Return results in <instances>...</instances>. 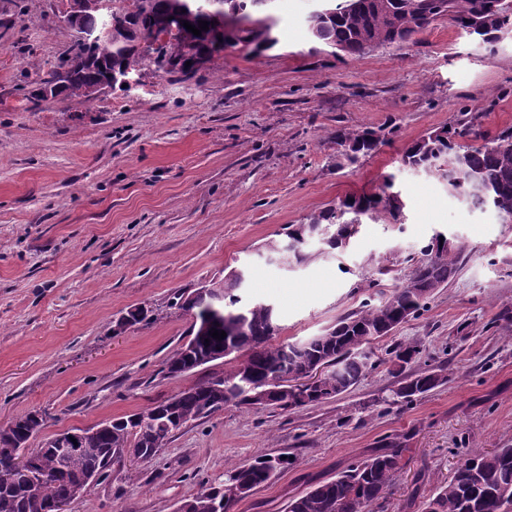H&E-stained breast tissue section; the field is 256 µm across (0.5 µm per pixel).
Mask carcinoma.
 <instances>
[{"mask_svg": "<svg viewBox=\"0 0 512 512\" xmlns=\"http://www.w3.org/2000/svg\"><path fill=\"white\" fill-rule=\"evenodd\" d=\"M257 0H101V8L85 19L99 25L106 15H119L124 22L125 42L100 39L87 44L82 28L72 27L74 39L59 62L40 77L37 86L24 94L26 109L36 111L42 104L60 99L90 102L116 87L109 83V71L126 66L155 70L193 79L198 69L186 65L194 58L212 59L228 47L238 45L259 53L274 48L270 16L255 17L261 11ZM214 11L208 29L196 36L182 27L165 40V20L174 15L189 18L199 27L203 10ZM448 18L469 36L493 50L497 34L512 26V0H331L323 10L307 19L311 41L329 47L336 54L360 56L375 48L405 42L439 18ZM469 126L433 130L408 147L402 165L427 171L448 183V190L464 193L476 209H492L501 224H512V128L483 144L472 146L463 140L472 136ZM336 144L341 156L355 163L384 145L378 131L338 129ZM406 202L394 190L392 177L380 192L347 196L334 207L291 224L290 237L315 224H347L352 230L326 246L327 253L342 251L369 221L400 224ZM411 271L406 282L376 303L368 300L336 320L322 333L293 343H271L277 318L274 307L263 302L241 305L236 291L244 280L231 274L211 282L214 292L177 293L173 305L194 311L190 339L176 349L166 362L171 375L178 376L217 360L228 369L215 373L193 387L158 401L146 409L101 422L84 430L78 438L79 453L60 455L51 443L33 449L35 463L18 466L20 444L39 435L44 414L30 411L0 427V512H53L54 505L72 496L76 487L87 491L108 478L112 463L122 460L131 449L144 460L153 459L166 447L171 435L188 423L208 417L234 404L255 413L269 409L294 410L321 403L357 385L378 365L372 359V345L390 335L404 319L401 310L414 317L434 293L447 286L457 271L455 251L436 241L420 250V257H408ZM223 331L221 340L211 336ZM416 343H400L388 350L390 361L403 372L419 360ZM325 366L316 385L305 387L303 398L289 388L301 377ZM448 381L444 366L416 370L405 376L395 396L408 403ZM148 416L153 424L138 418ZM403 446L392 441L382 450L329 480L313 483L308 490L290 498L287 512H374L401 470ZM289 459L259 455L241 462L225 473L220 486H202L182 500L187 512H211L212 504L224 503V512L242 499L241 487L250 490L266 483L271 473L285 468ZM512 504V447L493 452L476 449L458 466V477L436 486L426 498L422 512H503Z\"/></svg>", "mask_w": 512, "mask_h": 512, "instance_id": "obj_1", "label": "carcinoma"}]
</instances>
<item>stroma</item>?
Wrapping results in <instances>:
<instances>
[{
    "instance_id": "stroma-1",
    "label": "stroma",
    "mask_w": 512,
    "mask_h": 512,
    "mask_svg": "<svg viewBox=\"0 0 512 512\" xmlns=\"http://www.w3.org/2000/svg\"><path fill=\"white\" fill-rule=\"evenodd\" d=\"M319 0H276L277 46L226 48L189 82L144 69L92 104L23 94L67 49L58 0H0V426L45 413L43 436L86 428L186 390L223 361L167 376L188 339L175 292L246 268L243 302L277 311L273 343L317 335L405 281L408 256L439 232L459 253L448 286L375 343L380 365L349 391L291 411L232 405L176 431L154 459L113 464L70 512H175L204 482L260 454L285 453L232 512H285L310 482L335 477L391 440L403 468L386 512H421L471 449L512 447V224L471 208L442 179L401 167L427 132L472 117L512 127V38L487 51L441 18L411 41L361 56L316 51L305 21ZM384 128L370 156L336 164V129ZM408 202L402 224H364L343 253L282 267L258 247L289 224L386 176ZM149 324L115 332L128 309ZM418 342L420 367L447 383L391 403L403 375L387 350Z\"/></svg>"
}]
</instances>
